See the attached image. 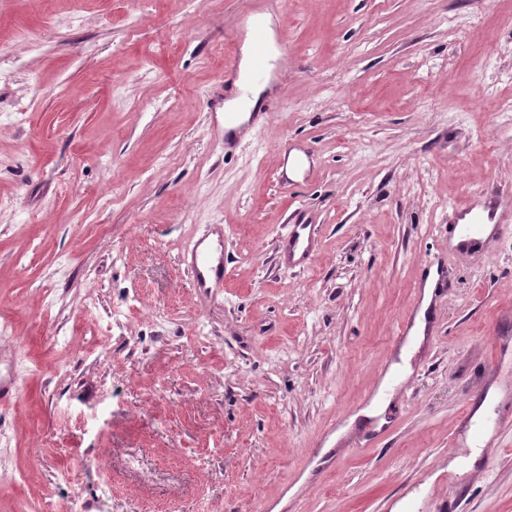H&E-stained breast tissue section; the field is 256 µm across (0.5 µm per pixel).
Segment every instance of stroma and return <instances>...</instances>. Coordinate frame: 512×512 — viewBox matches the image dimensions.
Instances as JSON below:
<instances>
[{"label":"stroma","instance_id":"1","mask_svg":"<svg viewBox=\"0 0 512 512\" xmlns=\"http://www.w3.org/2000/svg\"><path fill=\"white\" fill-rule=\"evenodd\" d=\"M270 9L272 114L228 149L239 0H0V512H512V239L448 253L471 196L512 214V0ZM217 224L210 298L181 259ZM436 256L426 363L340 449ZM484 406L508 416L450 475ZM300 231H305L302 235ZM306 238V245L303 247L302 253L298 259H295V253ZM317 242V232L314 224H294L288 237L283 241L284 253L288 257L289 262L303 263L309 259Z\"/></svg>","mask_w":512,"mask_h":512}]
</instances>
